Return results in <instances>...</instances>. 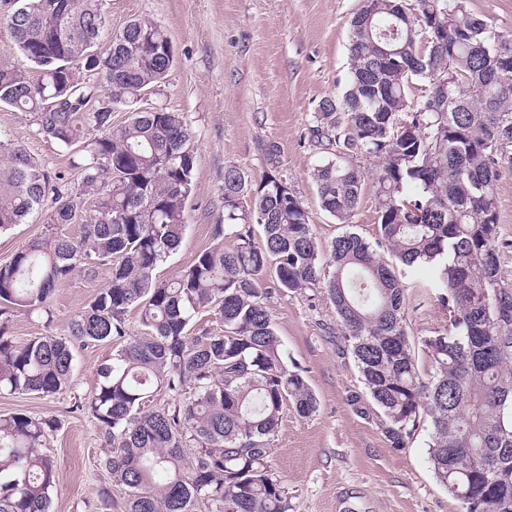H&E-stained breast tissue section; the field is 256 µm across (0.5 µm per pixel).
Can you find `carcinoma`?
Returning <instances> with one entry per match:
<instances>
[{"instance_id":"obj_1","label":"carcinoma","mask_w":512,"mask_h":512,"mask_svg":"<svg viewBox=\"0 0 512 512\" xmlns=\"http://www.w3.org/2000/svg\"><path fill=\"white\" fill-rule=\"evenodd\" d=\"M104 2L0 0L18 58L0 65V106L31 114L40 134L71 151L80 176L76 190L54 181L0 136V233L51 201L48 233L0 264V395L61 393L75 344H108L76 409L104 430L102 464L124 512H193L200 500L217 512H288L269 441L288 411L309 417L318 401L304 370L288 365L268 301L321 289L364 387L347 398L353 412L395 451L426 431L434 474L464 512H512V292L501 280L496 193L512 170V37L468 0H415L408 13L409 0H363L345 91L314 113L312 141L335 150L313 180L320 209L339 224L371 185L378 237L347 231L324 245L288 185L273 175L252 184L230 167L214 244L159 282L153 273L186 228L191 131L180 112L136 108L174 65L165 30L139 18L114 34ZM435 26L445 41L421 47V28ZM83 70L98 83L84 82ZM416 79L425 88L412 109ZM116 105L131 110L121 125L112 124ZM403 116L409 133L397 130ZM398 263L430 265L450 313L448 329L422 340L425 368L407 332ZM80 269L105 270L106 285L69 336L15 343L10 312L46 309ZM131 309L143 336L128 332ZM202 313L224 332L193 335ZM57 427L49 416L0 414V512H50L58 469L41 448Z\"/></svg>"}]
</instances>
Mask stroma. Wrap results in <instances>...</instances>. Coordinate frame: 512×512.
Returning a JSON list of instances; mask_svg holds the SVG:
<instances>
[{
    "mask_svg": "<svg viewBox=\"0 0 512 512\" xmlns=\"http://www.w3.org/2000/svg\"><path fill=\"white\" fill-rule=\"evenodd\" d=\"M362 0H107L113 31L135 18L158 22L168 34L175 64L141 101V108L183 113L192 130L194 190L186 203V231L179 248L157 269L166 279L189 267L213 242L222 212L224 171L237 168L257 183L268 174L286 182L310 212L313 231L329 243L346 227L367 240L377 235L375 200L364 190L350 225L323 212L312 179L323 154L310 138L320 101L341 95L349 69L350 20ZM0 134L22 145L52 176L77 186L67 151L37 131L31 116L0 107ZM502 280L512 291V170L497 183ZM47 209L0 234V264L47 231ZM408 333L413 341L448 327L430 268L403 279ZM105 286L104 274H72L48 307L51 320L12 312L8 334L18 343L42 334L65 336L73 317ZM269 308L290 363L304 369L319 408L302 418L288 413L270 442V464L288 493L289 512H463L437 480L428 437L408 448H388L375 423L347 403L362 391L351 356L343 355L336 312L324 295L278 292ZM111 346H75L73 382L63 393L1 395L0 414L26 411L56 417L57 430L43 447L53 456L59 482L52 512H100L102 492L112 512H123L120 489L99 465L104 432L75 404L93 388L95 368Z\"/></svg>",
    "mask_w": 512,
    "mask_h": 512,
    "instance_id": "stroma-1",
    "label": "stroma"
}]
</instances>
